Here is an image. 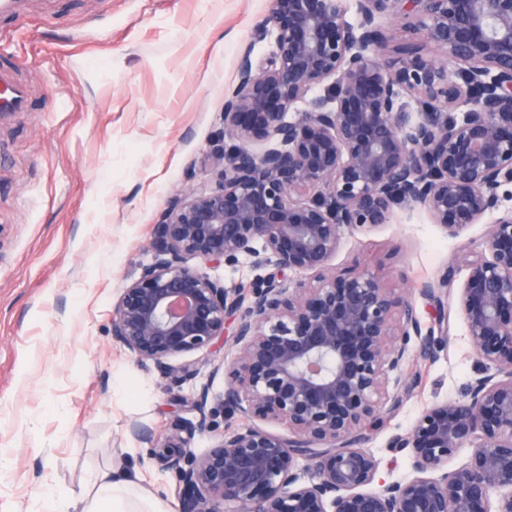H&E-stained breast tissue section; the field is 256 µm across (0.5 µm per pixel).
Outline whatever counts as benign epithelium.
Returning a JSON list of instances; mask_svg holds the SVG:
<instances>
[{
    "instance_id": "obj_1",
    "label": "benign epithelium",
    "mask_w": 512,
    "mask_h": 512,
    "mask_svg": "<svg viewBox=\"0 0 512 512\" xmlns=\"http://www.w3.org/2000/svg\"><path fill=\"white\" fill-rule=\"evenodd\" d=\"M341 2L270 0L260 35L272 50L243 55L224 93V153L209 184L160 214L153 261L113 307L112 340L164 377H192L170 360L224 343L236 322L224 393L202 386L197 421L162 445L178 512H512V0H355L353 22ZM385 17L415 35L394 66L379 59ZM405 93L425 118L401 111ZM304 101L305 117L288 120ZM414 208L451 237L494 216L484 250L461 255L460 284L447 269L420 288L438 309L427 328L405 289L331 267L345 234ZM242 256L272 268L248 293L203 270ZM286 269L318 285L292 287ZM452 289L486 375L391 436L412 475L381 482L361 431L402 381L411 337L424 360L448 349ZM226 407L290 437L247 426L196 454L181 433L211 432ZM324 444L334 451L300 466ZM461 448L467 463L444 470Z\"/></svg>"
}]
</instances>
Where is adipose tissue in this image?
<instances>
[{"mask_svg":"<svg viewBox=\"0 0 512 512\" xmlns=\"http://www.w3.org/2000/svg\"><path fill=\"white\" fill-rule=\"evenodd\" d=\"M140 480L137 471L106 467L91 477L87 491L77 500L50 494V512H175L159 497L141 495Z\"/></svg>","mask_w":512,"mask_h":512,"instance_id":"ef3b65f1","label":"adipose tissue"}]
</instances>
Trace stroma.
<instances>
[{
  "label": "stroma",
  "mask_w": 512,
  "mask_h": 512,
  "mask_svg": "<svg viewBox=\"0 0 512 512\" xmlns=\"http://www.w3.org/2000/svg\"><path fill=\"white\" fill-rule=\"evenodd\" d=\"M269 0H15L0 14V71L23 90L0 115V512H45L50 492L78 498L92 474L122 463L144 490L175 500V470L157 456L174 422L196 420L202 385L222 395L231 347L192 354L195 376L174 381L113 342L121 288L154 255L153 226L169 201L206 184L224 147V93ZM486 227L449 237L422 210L344 235L333 267L421 287L461 252L484 248ZM484 368L456 310L448 351L422 360L409 343L405 385L362 447L378 475L400 481L406 455L389 437L433 403L464 399Z\"/></svg>",
  "instance_id": "obj_1"
}]
</instances>
